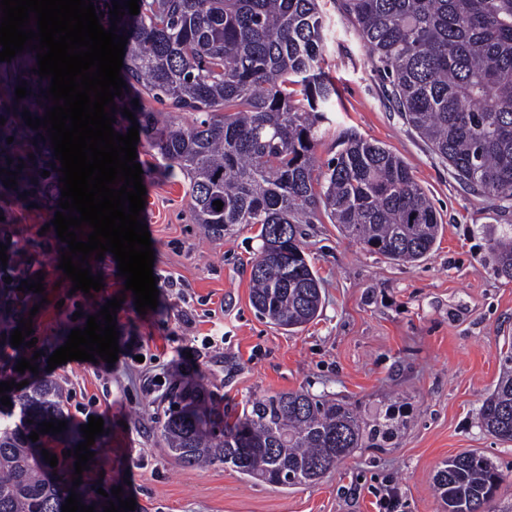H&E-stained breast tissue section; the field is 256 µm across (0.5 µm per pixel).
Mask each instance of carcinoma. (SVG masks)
I'll return each mask as SVG.
<instances>
[{
	"label": "carcinoma",
	"instance_id": "carcinoma-1",
	"mask_svg": "<svg viewBox=\"0 0 512 512\" xmlns=\"http://www.w3.org/2000/svg\"><path fill=\"white\" fill-rule=\"evenodd\" d=\"M138 5L139 14L125 8L117 22L128 42L113 128L126 134L132 122L122 109L134 113L139 140L187 180L194 223L218 236L237 224L259 225L250 302L260 319L291 330L318 316L319 278L299 238L301 225L320 214L363 250L392 261L414 263L431 253L441 219L402 159L348 132L333 157H316L337 95L323 67L331 27L319 0ZM339 9L390 86L388 101L456 179L476 194L511 201L512 0H339ZM15 59L12 84L0 86V169L18 171L14 194L57 203L60 161L51 141L41 140L47 132L22 118L25 110L46 113L51 102L38 95L49 79L32 72L36 52ZM24 80L31 94L18 101ZM146 98L167 113L146 106ZM491 250L498 275L512 280V235L493 240ZM25 305L0 288V324ZM11 406L0 412V512H58L73 492L88 498L86 484L73 487L76 459L59 450H75L82 433L65 413L57 383L30 377ZM392 419L371 425L355 405L303 391L268 395L231 413L193 382L172 395L160 437L184 465L227 464L286 488L315 484L365 443L391 439ZM58 420L66 430L29 439L39 423ZM478 424L512 442V344ZM44 449L57 466L44 460ZM504 480L473 452L448 458L434 475L445 512H490Z\"/></svg>",
	"mask_w": 512,
	"mask_h": 512
}]
</instances>
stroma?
<instances>
[{"label":"stroma","mask_w":512,"mask_h":512,"mask_svg":"<svg viewBox=\"0 0 512 512\" xmlns=\"http://www.w3.org/2000/svg\"><path fill=\"white\" fill-rule=\"evenodd\" d=\"M331 21L325 69L336 82L333 127L317 147L333 156L336 134L351 129L380 143L412 170L441 217L432 253L398 264L363 251L337 225H305L302 247L321 279L318 318L289 333L259 319L250 303V269L260 245L258 228L236 225L216 236L193 223L182 178L164 174L146 146L137 158L146 188L141 213L153 243L158 306L139 314L133 297L116 314L120 352L115 363L70 361L49 368L43 349L61 322L84 328L107 300L123 295L112 253L91 260L103 286L76 292L59 267L63 244L43 246L37 231L53 220L46 202L0 191V244L8 268L32 260L44 275V293L31 294L35 347L20 346L0 362L13 379L18 358L69 394L75 424L104 421L84 472L90 485L118 487L136 500L135 512H382L386 485L399 493L396 512H444L433 476L462 452L480 454L506 476L495 512H512V442L484 433L477 412L501 371V350L512 340V281L495 272L493 238L512 234V206L504 207L460 185L426 142L394 112L362 40L334 0H321ZM176 287L163 285V276ZM224 343L204 348L214 327ZM201 380L221 408L276 392L303 390L345 399L365 422L398 410L394 437L379 448H359L320 483L280 488L215 463L188 467L170 457L160 429L172 391L186 376Z\"/></svg>","instance_id":"1"}]
</instances>
